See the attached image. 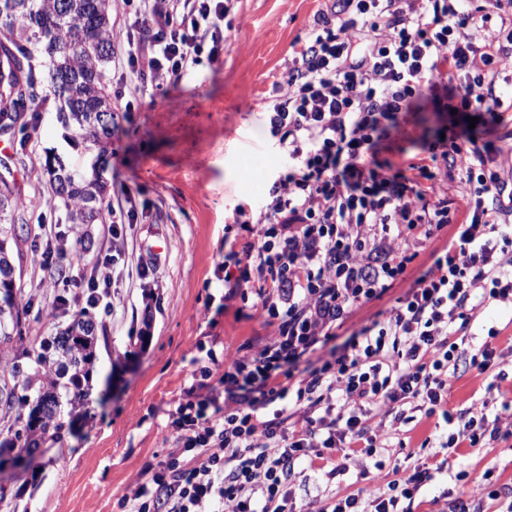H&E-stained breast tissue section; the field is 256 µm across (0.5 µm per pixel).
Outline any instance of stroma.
Listing matches in <instances>:
<instances>
[{"label":"stroma","mask_w":512,"mask_h":512,"mask_svg":"<svg viewBox=\"0 0 512 512\" xmlns=\"http://www.w3.org/2000/svg\"><path fill=\"white\" fill-rule=\"evenodd\" d=\"M325 5L326 0H237L233 43L225 47L219 66L199 67L207 81L187 77L160 105L140 103L102 152L103 213L88 227L83 261L106 253L112 205L119 196L113 171H120L137 201L150 207L127 232L118 284L122 304L105 321L108 347L92 375L88 412L65 413L67 431L60 445L43 446L29 469L0 472V512H116L118 499L143 465L167 454L169 412L190 381L200 349L213 350L228 364L239 350L274 336L259 310L224 305V225L238 203L259 199L270 188L268 176L278 169L280 157L261 130L266 92L288 69L292 43L305 36ZM58 107L55 101H34L30 108L41 115L37 131L26 139L17 131L0 135L7 147L0 159L12 167L16 191L27 203L23 221L28 225L55 202L45 173L49 157L60 156L76 170L86 166V153L74 151L60 135ZM245 166L261 169L262 177L243 181L239 171ZM449 237L446 231L439 234L392 288L356 309L337 330L333 347L385 319L395 301L417 287ZM150 252L161 257L152 290L144 288L137 273L140 258ZM22 253V287L34 300L26 330L39 339L59 335L70 319L55 312V291L46 287L48 274L35 265L30 244H23ZM146 318L151 336L144 346L138 333ZM491 331L496 334L492 340L487 337ZM487 340L497 349L506 379L490 391L474 369L459 368L448 381L447 407L457 411L489 401L490 414L498 416L510 438L451 454L440 446L448 430L435 420L412 429L401 424L383 433L384 446L376 454L382 466L370 473L353 466L328 481L316 468L303 467L292 484L296 505L316 495L328 503L368 481L386 487L426 461L444 460L449 468L422 487L414 512H448L449 497L484 481L512 489V412L503 408L512 402L511 303L477 304L464 342L477 346Z\"/></svg>","instance_id":"obj_1"}]
</instances>
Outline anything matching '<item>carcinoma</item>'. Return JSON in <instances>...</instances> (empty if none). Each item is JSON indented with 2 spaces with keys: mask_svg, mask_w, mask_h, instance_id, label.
Instances as JSON below:
<instances>
[{
  "mask_svg": "<svg viewBox=\"0 0 512 512\" xmlns=\"http://www.w3.org/2000/svg\"><path fill=\"white\" fill-rule=\"evenodd\" d=\"M110 12V0H0V66L12 73L9 90L0 93V120L27 131V101L45 76L60 103L56 121L64 132L77 134L76 144L86 147L110 139L117 123L105 81L112 48ZM37 45L42 46L38 64L33 54ZM48 174L71 224L74 251L69 260L78 262L86 225L99 219L106 188L98 178L83 180L61 165ZM21 206L13 186L1 179L0 414L10 425L7 439L0 442V457L13 452L28 456L61 440L64 409L88 404L85 386L96 368L100 342L98 324L90 316L76 317L59 335L38 344L26 336L21 284L7 269L25 242L24 225L16 223Z\"/></svg>",
  "mask_w": 512,
  "mask_h": 512,
  "instance_id": "carcinoma-1",
  "label": "carcinoma"
}]
</instances>
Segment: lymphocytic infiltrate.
I'll list each match as a JSON object with an SVG mask.
<instances>
[{
	"instance_id": "obj_1",
	"label": "lymphocytic infiltrate",
	"mask_w": 512,
	"mask_h": 512,
	"mask_svg": "<svg viewBox=\"0 0 512 512\" xmlns=\"http://www.w3.org/2000/svg\"><path fill=\"white\" fill-rule=\"evenodd\" d=\"M134 15L112 36L120 80L156 97L165 82L220 63L235 36L234 0H123ZM292 46L263 114L282 169L264 201L238 205L224 227V299L252 301L275 334L221 376L194 361L169 415L171 452L147 462L119 512H297L296 467L325 478L371 458L368 422L381 404L441 416L445 448L502 437L486 414L444 409L461 360L504 379L491 343L461 349L474 294L512 302V199L489 136L502 119L493 65L512 46L502 0L474 12L460 0H340ZM486 114L470 126V114ZM419 131L395 140L407 116ZM397 150V159L385 158ZM466 188L448 195L449 178ZM453 234L389 318L366 327L320 367L297 364L363 303L381 297L428 242ZM119 270L100 257L69 276L54 306L112 311ZM429 468L388 491L366 485L315 512H413Z\"/></svg>"
}]
</instances>
